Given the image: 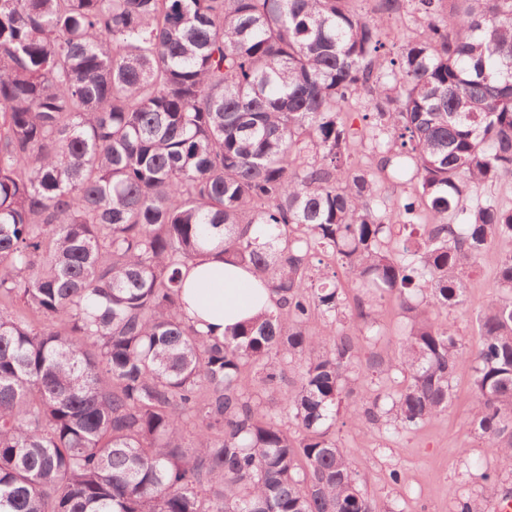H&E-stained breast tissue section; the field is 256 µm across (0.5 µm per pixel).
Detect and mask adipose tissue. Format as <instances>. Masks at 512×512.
<instances>
[{
  "mask_svg": "<svg viewBox=\"0 0 512 512\" xmlns=\"http://www.w3.org/2000/svg\"><path fill=\"white\" fill-rule=\"evenodd\" d=\"M181 299L185 316L197 329L220 339L272 304L268 288L247 267L218 254L191 264Z\"/></svg>",
  "mask_w": 512,
  "mask_h": 512,
  "instance_id": "ef3b65f1",
  "label": "adipose tissue"
}]
</instances>
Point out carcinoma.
I'll return each instance as SVG.
<instances>
[{
  "label": "carcinoma",
  "mask_w": 512,
  "mask_h": 512,
  "mask_svg": "<svg viewBox=\"0 0 512 512\" xmlns=\"http://www.w3.org/2000/svg\"><path fill=\"white\" fill-rule=\"evenodd\" d=\"M405 6L423 32L391 52ZM502 181L512 0H0V512H376L336 423L411 432L464 363L512 473V206L481 196ZM495 243L467 347L440 313ZM211 251L274 298L222 341L179 312ZM388 297L400 349L364 358Z\"/></svg>",
  "instance_id": "carcinoma-1"
}]
</instances>
